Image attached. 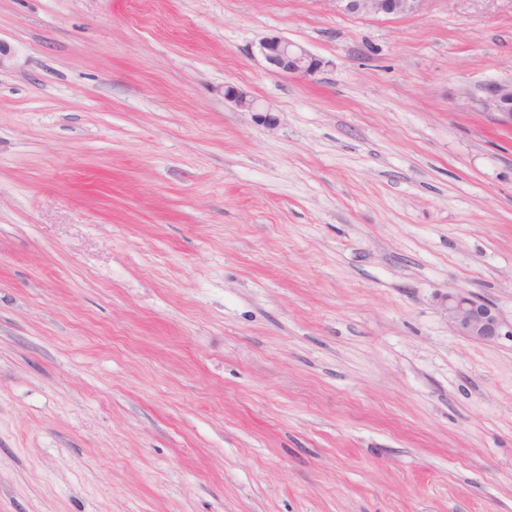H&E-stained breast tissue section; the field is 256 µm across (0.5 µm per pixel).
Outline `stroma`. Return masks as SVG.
Here are the masks:
<instances>
[{"mask_svg":"<svg viewBox=\"0 0 512 512\" xmlns=\"http://www.w3.org/2000/svg\"><path fill=\"white\" fill-rule=\"evenodd\" d=\"M0 41V512H512V335L445 302L512 325L471 102L512 0H0ZM347 14L402 16L420 11L427 0H333ZM259 53L269 70L278 74L313 77L325 67V62L302 45L274 34L259 43ZM448 321L460 336L491 342L503 335L504 322L490 303L479 301L459 291L448 293Z\"/></svg>","mask_w":512,"mask_h":512,"instance_id":"35a3bbf8","label":"stroma"}]
</instances>
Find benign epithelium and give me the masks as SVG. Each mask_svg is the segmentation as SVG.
Instances as JSON below:
<instances>
[{
	"instance_id": "7a95c632",
	"label": "benign epithelium",
	"mask_w": 512,
	"mask_h": 512,
	"mask_svg": "<svg viewBox=\"0 0 512 512\" xmlns=\"http://www.w3.org/2000/svg\"><path fill=\"white\" fill-rule=\"evenodd\" d=\"M336 7L347 14L362 16H402L420 11L427 0H334ZM259 53L269 70L278 74L313 77L325 62L302 45L280 35L264 37ZM224 98L245 111L255 109V101L243 90L228 86ZM474 107L488 114L501 128L512 129V81L484 85L472 96ZM448 321L460 336L491 342L503 335L504 322L490 303L479 301L459 291L448 292Z\"/></svg>"
}]
</instances>
